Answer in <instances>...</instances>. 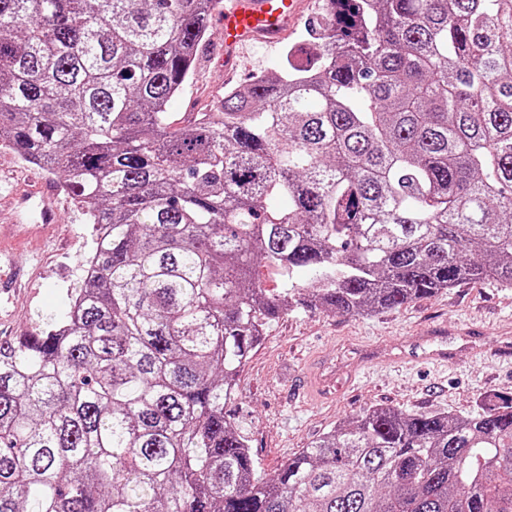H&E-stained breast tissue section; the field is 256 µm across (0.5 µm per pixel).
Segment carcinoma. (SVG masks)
<instances>
[{
  "label": "carcinoma",
  "instance_id": "1",
  "mask_svg": "<svg viewBox=\"0 0 512 512\" xmlns=\"http://www.w3.org/2000/svg\"><path fill=\"white\" fill-rule=\"evenodd\" d=\"M215 2L0 0V138L104 228L65 319L0 339V512H512V398L372 407L273 479L227 410L298 308L512 288V0H323L174 128Z\"/></svg>",
  "mask_w": 512,
  "mask_h": 512
}]
</instances>
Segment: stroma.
Listing matches in <instances>:
<instances>
[{"mask_svg":"<svg viewBox=\"0 0 512 512\" xmlns=\"http://www.w3.org/2000/svg\"><path fill=\"white\" fill-rule=\"evenodd\" d=\"M302 40L298 29L277 46L247 47L237 71L229 75L220 61V31L210 28L208 40L199 48L193 79L168 107L173 127H180L192 113L213 109L228 87L275 69L285 49ZM37 179L57 187V218L34 237L27 234L36 220L32 206L21 208L18 223L0 220V254L21 272L9 303L0 308L2 339L31 332L42 320L66 314L68 292L82 278V260L91 249V227L71 196L59 190L58 177L25 164L12 150L0 149L1 201L28 192ZM442 323L488 341L512 331V288L490 282L463 284L372 316L301 309L271 321L229 406L259 471L276 476L289 458L336 422L373 406L465 414L477 410L488 395L512 396V361L502 363L469 350L460 351L445 368L381 362L336 396L312 393L317 370L343 376L356 360L357 348L372 345L389 351L398 337L421 336Z\"/></svg>","mask_w":512,"mask_h":512,"instance_id":"obj_1","label":"stroma"}]
</instances>
